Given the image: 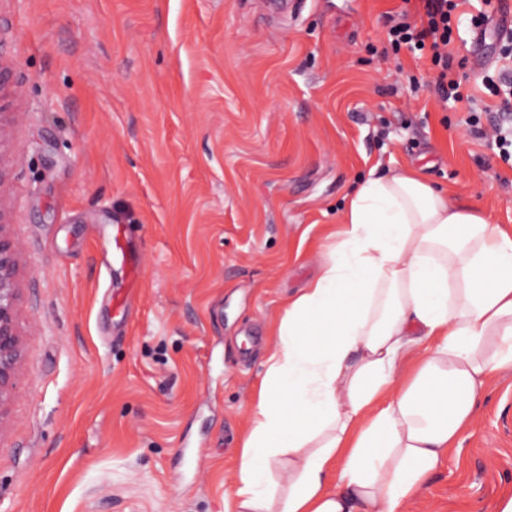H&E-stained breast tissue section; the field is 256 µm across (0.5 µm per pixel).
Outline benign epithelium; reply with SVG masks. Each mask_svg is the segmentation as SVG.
<instances>
[{
  "label": "benign epithelium",
  "instance_id": "benign-epithelium-1",
  "mask_svg": "<svg viewBox=\"0 0 512 512\" xmlns=\"http://www.w3.org/2000/svg\"><path fill=\"white\" fill-rule=\"evenodd\" d=\"M18 113L0 112V433L18 395L27 341L20 327L25 279L22 250L12 231V209L4 193L15 160L12 133Z\"/></svg>",
  "mask_w": 512,
  "mask_h": 512
}]
</instances>
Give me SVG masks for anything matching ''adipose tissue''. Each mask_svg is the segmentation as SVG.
Segmentation results:
<instances>
[{"instance_id": "1", "label": "adipose tissue", "mask_w": 512, "mask_h": 512, "mask_svg": "<svg viewBox=\"0 0 512 512\" xmlns=\"http://www.w3.org/2000/svg\"><path fill=\"white\" fill-rule=\"evenodd\" d=\"M342 223L279 322L224 512H400L512 368V227L410 166L360 180Z\"/></svg>"}]
</instances>
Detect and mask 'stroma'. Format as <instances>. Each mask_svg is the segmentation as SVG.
<instances>
[{
  "mask_svg": "<svg viewBox=\"0 0 512 512\" xmlns=\"http://www.w3.org/2000/svg\"><path fill=\"white\" fill-rule=\"evenodd\" d=\"M400 12L422 0H0L28 335L0 512H224L276 326L371 168L512 225V165L466 123L512 92V40L474 46L462 0L445 106L388 41ZM507 495L504 383L402 512Z\"/></svg>",
  "mask_w": 512,
  "mask_h": 512,
  "instance_id": "35a3bbf8",
  "label": "stroma"
}]
</instances>
